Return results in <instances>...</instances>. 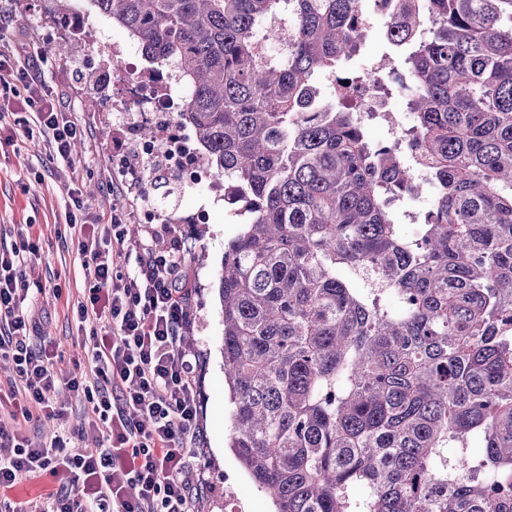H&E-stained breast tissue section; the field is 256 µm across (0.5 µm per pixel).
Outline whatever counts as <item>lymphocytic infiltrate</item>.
<instances>
[{
    "instance_id": "obj_1",
    "label": "lymphocytic infiltrate",
    "mask_w": 512,
    "mask_h": 512,
    "mask_svg": "<svg viewBox=\"0 0 512 512\" xmlns=\"http://www.w3.org/2000/svg\"><path fill=\"white\" fill-rule=\"evenodd\" d=\"M47 48L13 39L0 13V150L19 137H40L49 163L71 168L76 144L89 136L54 82ZM65 226L77 237L84 271L83 295L67 311L89 334L85 360L91 377L75 375L70 388L88 411V422L63 429L32 447L21 420L56 418L51 358L31 337L36 321L28 258L40 245L20 233L0 248V359L14 379L6 396L9 418H0V488L20 476L50 473L66 486L36 501L0 500V512H190L197 489L193 458L200 405L199 357L181 344L193 327L181 254L186 237L172 224H151L139 252L125 247L133 214L115 207L89 216L82 177L62 187ZM95 434L93 451L76 453V436Z\"/></svg>"
}]
</instances>
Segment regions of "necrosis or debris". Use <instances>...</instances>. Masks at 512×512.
Segmentation results:
<instances>
[{"instance_id": "1", "label": "necrosis or debris", "mask_w": 512, "mask_h": 512, "mask_svg": "<svg viewBox=\"0 0 512 512\" xmlns=\"http://www.w3.org/2000/svg\"><path fill=\"white\" fill-rule=\"evenodd\" d=\"M140 59V51L128 33L114 34L111 26L104 24L93 42L77 51L73 61L104 86V109L113 107L110 88L122 86L127 105L126 138L137 162L133 177L141 189L149 188L155 177L153 165L159 162L177 175L179 187L192 193L200 191L207 163L192 129L178 119L191 86L174 68L152 71ZM145 126L154 128L155 136L142 137L140 130Z\"/></svg>"}]
</instances>
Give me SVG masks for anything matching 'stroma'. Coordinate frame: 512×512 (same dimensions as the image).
<instances>
[{
    "label": "stroma",
    "instance_id": "35a3bbf8",
    "mask_svg": "<svg viewBox=\"0 0 512 512\" xmlns=\"http://www.w3.org/2000/svg\"><path fill=\"white\" fill-rule=\"evenodd\" d=\"M4 2L11 10L16 31L29 41L41 42V31L47 25L46 0ZM55 77L68 90L77 118L91 133L90 139L73 155L75 168L83 174L85 182L97 186L94 197L87 201L90 212L102 213L115 206L137 210L139 188L112 163L113 154L127 143L123 124L113 113L98 111V87L87 84L73 62L59 60ZM44 158V144L36 137L23 140L18 151L0 155V245L14 240L20 231L40 240L41 251L29 261L27 273L32 281L48 286L60 279L73 278L79 256L75 238L58 232L64 222L61 187L67 175L54 166L44 165ZM38 165L45 168L43 182L29 183V189H22V182H28L30 168ZM193 203L209 208L211 219L206 224L181 227L191 245L184 264L195 316L185 343L200 357L203 405L195 466L200 491L191 510L225 512L224 493L229 490L241 512H273L270 499L258 493L227 446L230 422L224 394L223 326L217 288L224 242L237 232L238 226L224 211L223 188L210 187L208 192L195 195ZM77 297L74 289L65 299L38 294L30 307L40 321L37 343L56 354L53 370L57 376L56 401L64 410L61 423L74 428L83 423V407L67 382L77 371L75 362L82 353V337L67 316L66 302Z\"/></svg>",
    "mask_w": 512,
    "mask_h": 512
}]
</instances>
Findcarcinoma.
Instances as JSON below:
<instances>
[{
    "label": "carcinoma",
    "instance_id": "cac0c4a2",
    "mask_svg": "<svg viewBox=\"0 0 512 512\" xmlns=\"http://www.w3.org/2000/svg\"><path fill=\"white\" fill-rule=\"evenodd\" d=\"M376 2L87 9L152 68L176 59L242 217L219 274L228 447L274 512H512V0H390L370 55ZM365 61L407 91L404 143L311 106Z\"/></svg>",
    "mask_w": 512,
    "mask_h": 512
}]
</instances>
